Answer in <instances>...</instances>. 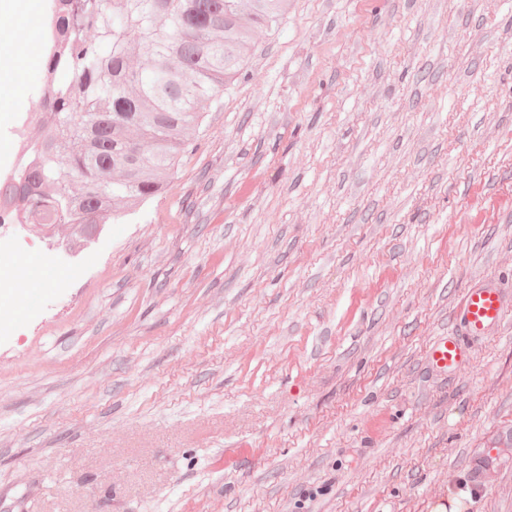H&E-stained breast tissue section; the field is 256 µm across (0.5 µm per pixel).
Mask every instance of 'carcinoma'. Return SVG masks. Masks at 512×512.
Segmentation results:
<instances>
[{"mask_svg": "<svg viewBox=\"0 0 512 512\" xmlns=\"http://www.w3.org/2000/svg\"><path fill=\"white\" fill-rule=\"evenodd\" d=\"M288 0H61L26 166L0 182L12 218L84 240L167 185L188 134L244 72Z\"/></svg>", "mask_w": 512, "mask_h": 512, "instance_id": "1", "label": "carcinoma"}]
</instances>
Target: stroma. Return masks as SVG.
Returning <instances> with one entry per match:
<instances>
[{"mask_svg":"<svg viewBox=\"0 0 512 512\" xmlns=\"http://www.w3.org/2000/svg\"><path fill=\"white\" fill-rule=\"evenodd\" d=\"M0 111V178L40 101ZM81 271L0 270V512H512V0H290ZM507 308L500 288L489 283L469 288L463 298L461 313L468 336H483L497 329ZM468 359L467 344L459 336H439L428 353L430 367L444 374H455Z\"/></svg>","mask_w":512,"mask_h":512,"instance_id":"obj_1","label":"stroma"}]
</instances>
